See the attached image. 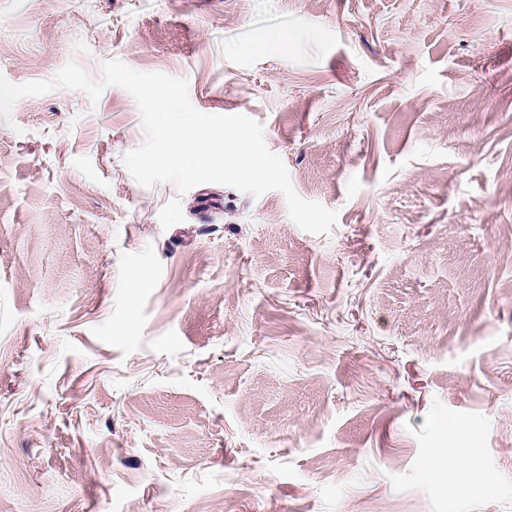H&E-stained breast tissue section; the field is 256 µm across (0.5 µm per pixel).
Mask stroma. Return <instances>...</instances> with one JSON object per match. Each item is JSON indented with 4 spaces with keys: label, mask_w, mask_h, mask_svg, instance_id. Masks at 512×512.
<instances>
[{
    "label": "stroma",
    "mask_w": 512,
    "mask_h": 512,
    "mask_svg": "<svg viewBox=\"0 0 512 512\" xmlns=\"http://www.w3.org/2000/svg\"><path fill=\"white\" fill-rule=\"evenodd\" d=\"M111 59L262 123L338 219L140 185L120 87L18 100L0 512H512V0H0L8 82ZM457 441L491 492L428 467Z\"/></svg>",
    "instance_id": "obj_1"
}]
</instances>
